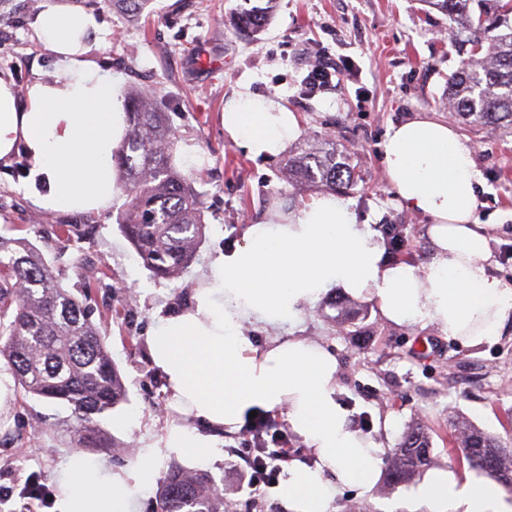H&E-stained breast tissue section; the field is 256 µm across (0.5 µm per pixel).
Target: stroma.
Instances as JSON below:
<instances>
[{
	"label": "stroma",
	"mask_w": 512,
	"mask_h": 512,
	"mask_svg": "<svg viewBox=\"0 0 512 512\" xmlns=\"http://www.w3.org/2000/svg\"><path fill=\"white\" fill-rule=\"evenodd\" d=\"M43 0H15L0 17V72L10 74L18 97L37 75L52 71L53 56L37 39L33 23ZM267 0H153L139 21L97 5L101 29L88 42L103 72L120 79V95L135 87L162 101L177 136L176 164L199 193L206 224L190 267L174 279H157L143 268L117 218L116 197L101 215L46 212L33 207L23 185L28 161L18 154L0 165V228L15 227L49 262L63 288L88 291L91 320L126 385L127 396L101 419L112 451H78L68 409L13 388L0 404V512H54L61 465L106 460L113 472L134 466L141 449L158 441L179 415L169 406L167 383L153 365L146 338L168 314L188 305L199 280L213 277V261L242 240V228L272 220L322 195L278 177L282 156L250 157L224 130V111L246 93L295 112L300 132L288 144L335 148L337 160L355 172L343 196L359 223L382 230L407 228L401 255L428 253L424 217L393 200L380 144L389 124L418 113L448 121L473 150L482 184L477 216L491 225L490 273L512 286V128L464 121L448 105V79L460 53L448 18L426 0H277L269 26L239 32V9L265 8ZM349 60L336 87L306 96L301 82L316 62ZM68 235L57 236L58 225ZM366 318L336 323L323 302L307 308L296 335L326 345L339 361L338 398L354 428L379 436L384 448L399 442L413 422L432 430L436 466L459 468L460 451L448 443V418L461 414L490 433L512 425V318L498 342L472 349L433 327L383 322L374 303L360 301ZM247 428L225 434L210 460L163 450L160 467L176 462L210 474L226 505L249 512H283L271 486L250 488L243 454ZM44 486L46 499L28 497ZM416 484L372 489L342 487L332 512H430Z\"/></svg>",
	"instance_id": "1"
}]
</instances>
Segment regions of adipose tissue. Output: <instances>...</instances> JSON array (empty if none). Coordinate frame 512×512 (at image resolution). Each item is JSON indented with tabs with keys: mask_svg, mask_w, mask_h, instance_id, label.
<instances>
[{
	"mask_svg": "<svg viewBox=\"0 0 512 512\" xmlns=\"http://www.w3.org/2000/svg\"><path fill=\"white\" fill-rule=\"evenodd\" d=\"M98 29L95 13L44 0L35 34L55 58L52 72L34 79L22 100L0 76V162L25 154L30 198L44 211L99 214L117 194L112 154L126 114L118 79L91 56L88 38ZM224 128L249 155L267 157L300 126L274 101L245 95L225 110ZM381 147L398 204L429 221L425 262L391 259L383 237L335 194L245 225L241 244L214 260L213 279L201 280L189 305L147 339L171 406L205 431L171 425L122 474L103 461L79 473L63 466L58 512H138L160 474L162 449L215 456L218 432L240 429L254 409L284 414L316 458L312 467L292 461L280 479L284 512H329L337 488L373 485L384 451L351 426L338 399L336 356L280 328L332 288L374 302L390 324L432 326L470 348L497 342L512 315V287L486 268L490 236L475 215L481 174L454 126L417 116L389 125ZM250 325L270 331L268 342L254 345ZM417 496L432 512H512L494 480L448 467L430 470Z\"/></svg>",
	"mask_w": 512,
	"mask_h": 512,
	"instance_id": "adipose-tissue-1",
	"label": "adipose tissue"
}]
</instances>
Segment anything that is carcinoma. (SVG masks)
Here are the masks:
<instances>
[{"label":"carcinoma","instance_id":"obj_1","mask_svg":"<svg viewBox=\"0 0 512 512\" xmlns=\"http://www.w3.org/2000/svg\"><path fill=\"white\" fill-rule=\"evenodd\" d=\"M136 18L151 0H103ZM448 16L449 31L470 45V56L448 80V101L471 123L512 126V0H424ZM271 10L242 23L255 31ZM128 133L114 151L117 188L126 197L118 226L143 266L170 278L195 257L202 206L189 177L175 165L176 137L149 90L130 92ZM282 177L302 187L348 189L353 175L336 150L309 148L288 157ZM0 361L25 394L65 405L77 446L106 450L99 418L126 399V387L83 301L60 286L53 267L26 242L0 234ZM453 441L469 467L500 485L512 481V432L488 433L458 418ZM433 463L427 429L408 427L387 454L385 484L409 483ZM157 512H224V496L209 474L172 464L158 481Z\"/></svg>","mask_w":512,"mask_h":512}]
</instances>
